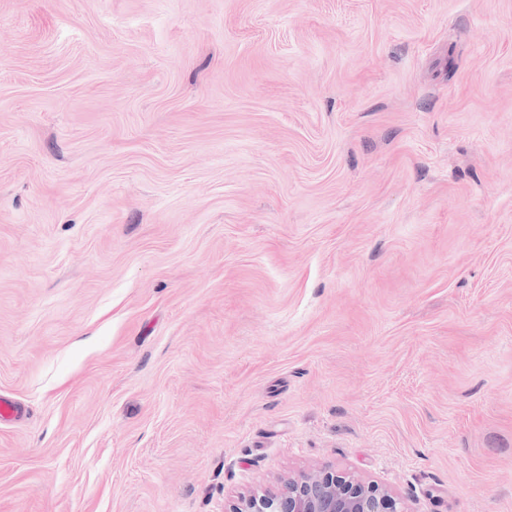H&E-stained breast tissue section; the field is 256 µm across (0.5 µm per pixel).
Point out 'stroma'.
<instances>
[{"label":"stroma","mask_w":512,"mask_h":512,"mask_svg":"<svg viewBox=\"0 0 512 512\" xmlns=\"http://www.w3.org/2000/svg\"><path fill=\"white\" fill-rule=\"evenodd\" d=\"M0 397V512H512V0H0ZM229 512H407L384 486L349 474L312 470L288 478L276 493L242 496Z\"/></svg>","instance_id":"obj_1"}]
</instances>
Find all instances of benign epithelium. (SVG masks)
<instances>
[{"label": "benign epithelium", "mask_w": 512, "mask_h": 512, "mask_svg": "<svg viewBox=\"0 0 512 512\" xmlns=\"http://www.w3.org/2000/svg\"><path fill=\"white\" fill-rule=\"evenodd\" d=\"M230 512H406L384 486L352 475L312 470L288 478L275 493L240 498Z\"/></svg>", "instance_id": "obj_1"}]
</instances>
